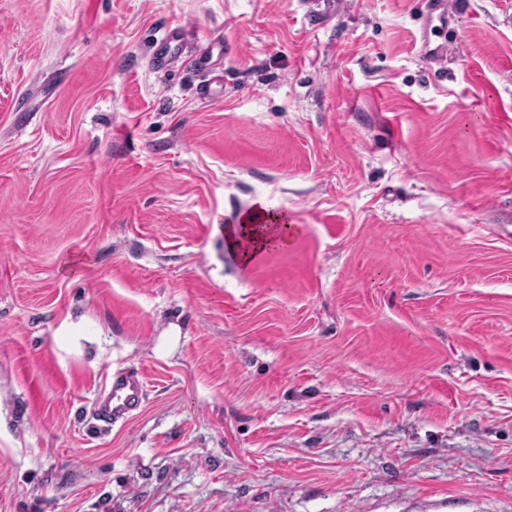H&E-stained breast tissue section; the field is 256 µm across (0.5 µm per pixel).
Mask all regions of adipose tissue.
<instances>
[{
	"mask_svg": "<svg viewBox=\"0 0 512 512\" xmlns=\"http://www.w3.org/2000/svg\"><path fill=\"white\" fill-rule=\"evenodd\" d=\"M295 231L276 203L262 199L240 216L238 224L225 228L224 240L229 251H241L246 264L257 253L287 248Z\"/></svg>",
	"mask_w": 512,
	"mask_h": 512,
	"instance_id": "adipose-tissue-1",
	"label": "adipose tissue"
}]
</instances>
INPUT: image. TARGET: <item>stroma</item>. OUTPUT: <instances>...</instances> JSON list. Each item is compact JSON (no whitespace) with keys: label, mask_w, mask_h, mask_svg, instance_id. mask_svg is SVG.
<instances>
[{"label":"stroma","mask_w":512,"mask_h":512,"mask_svg":"<svg viewBox=\"0 0 512 512\" xmlns=\"http://www.w3.org/2000/svg\"><path fill=\"white\" fill-rule=\"evenodd\" d=\"M335 2L0 0V512H512V0ZM174 43V46L172 45ZM159 54L153 57L156 68L168 69L178 66L182 60V30L173 28L166 30L156 38ZM239 224L224 229L226 248L247 265L259 252L285 249L291 244L296 226L288 224L285 214L272 201L262 199L248 212L242 214ZM248 245L242 247V242ZM236 249L242 250L239 258ZM146 379L139 369L117 371L97 400L96 415L108 425L124 422L142 404Z\"/></svg>","instance_id":"stroma-1"}]
</instances>
